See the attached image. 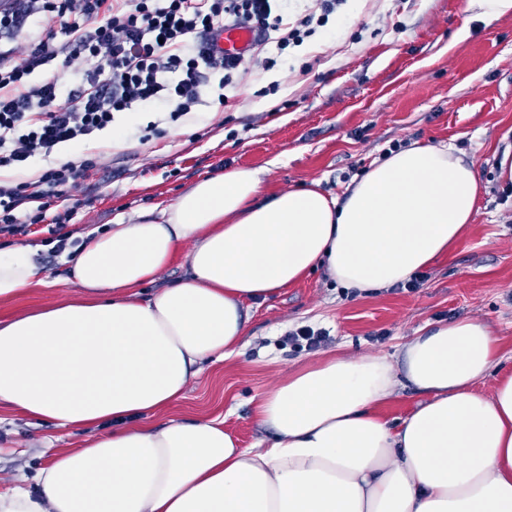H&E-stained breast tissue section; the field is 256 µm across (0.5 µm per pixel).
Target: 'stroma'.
Listing matches in <instances>:
<instances>
[{"mask_svg":"<svg viewBox=\"0 0 512 512\" xmlns=\"http://www.w3.org/2000/svg\"><path fill=\"white\" fill-rule=\"evenodd\" d=\"M468 0H347L327 27L289 47L269 71L252 69L178 120L154 104L116 115L94 141L60 148L58 160L93 158L67 189L77 214L73 239L167 206L194 182L227 168L260 171L265 193L319 181L343 195L350 180L382 160L392 143L454 146L482 185L471 226L447 257L424 268L421 288L360 292L324 272L253 304L240 355L205 362L169 411L191 421L220 417L245 448L267 438L251 399L288 370L336 348L392 355L420 327L480 318L512 351V196L504 194L493 154L512 143V16L473 19ZM226 95L219 105L218 95ZM158 123L159 133L146 127ZM49 233L0 236V246L32 247L47 285L0 306V318L74 298L67 255L50 257ZM322 329L318 349L287 341L302 326ZM82 432L0 408V490L35 488V476Z\"/></svg>","mask_w":512,"mask_h":512,"instance_id":"stroma-1","label":"stroma"}]
</instances>
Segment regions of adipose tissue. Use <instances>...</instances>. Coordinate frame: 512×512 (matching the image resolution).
<instances>
[{
    "label": "adipose tissue",
    "mask_w": 512,
    "mask_h": 512,
    "mask_svg": "<svg viewBox=\"0 0 512 512\" xmlns=\"http://www.w3.org/2000/svg\"><path fill=\"white\" fill-rule=\"evenodd\" d=\"M479 195L452 147L414 143L342 198L315 181L267 195L230 168L88 236L75 299L0 320V407L85 440L0 512H512V372L479 319L422 327L393 359L336 351L289 372L255 401L258 448L168 415L204 362L238 353L251 302L320 267L360 291L406 282L460 242ZM46 280L33 249L0 248V303ZM407 388L420 401L389 422Z\"/></svg>",
    "instance_id": "ef3b65f1"
}]
</instances>
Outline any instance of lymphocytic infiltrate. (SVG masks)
<instances>
[{"instance_id": "lymphocytic-infiltrate-1", "label": "lymphocytic infiltrate", "mask_w": 512, "mask_h": 512, "mask_svg": "<svg viewBox=\"0 0 512 512\" xmlns=\"http://www.w3.org/2000/svg\"><path fill=\"white\" fill-rule=\"evenodd\" d=\"M346 0H321L320 13L289 18L280 0H0V31L21 32L46 14L58 34L30 37L22 62L0 48V168L47 163L34 182H0V235H24L51 225L53 255L62 254L76 209L66 187L95 165L86 158L50 165L73 142L90 141L111 126L115 113L152 102L178 120L202 102L210 82L226 87L247 73L249 57H228L209 46L227 25L260 30L277 50L302 43L328 24ZM88 67L82 89L64 95L61 76L71 59Z\"/></svg>"}]
</instances>
